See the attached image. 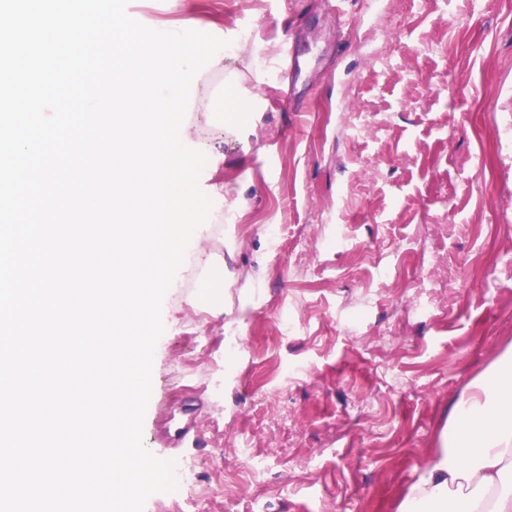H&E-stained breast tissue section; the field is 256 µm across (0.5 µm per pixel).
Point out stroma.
Returning a JSON list of instances; mask_svg holds the SVG:
<instances>
[{"mask_svg": "<svg viewBox=\"0 0 512 512\" xmlns=\"http://www.w3.org/2000/svg\"><path fill=\"white\" fill-rule=\"evenodd\" d=\"M348 8L344 31L332 0H128L229 42L182 138L224 195L163 299L142 436L236 492L144 512H399L512 349V0ZM228 94L254 110L210 120Z\"/></svg>", "mask_w": 512, "mask_h": 512, "instance_id": "obj_1", "label": "stroma"}]
</instances>
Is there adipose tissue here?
<instances>
[{"label": "adipose tissue", "instance_id": "obj_1", "mask_svg": "<svg viewBox=\"0 0 512 512\" xmlns=\"http://www.w3.org/2000/svg\"><path fill=\"white\" fill-rule=\"evenodd\" d=\"M400 512H512V351L472 384Z\"/></svg>", "mask_w": 512, "mask_h": 512}]
</instances>
